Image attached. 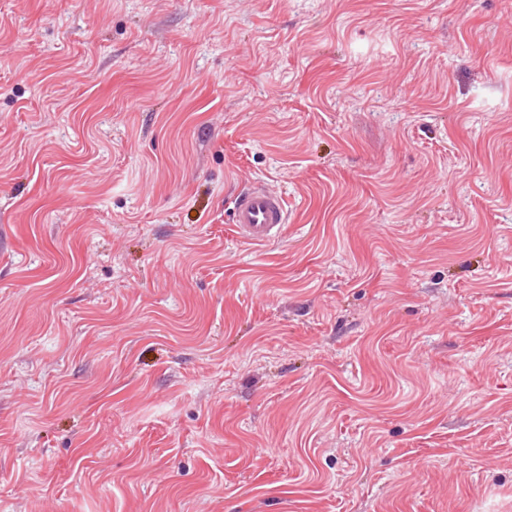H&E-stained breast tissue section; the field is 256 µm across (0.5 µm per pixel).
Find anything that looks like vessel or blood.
<instances>
[{"label":"vessel or blood","instance_id":"vessel-or-blood-1","mask_svg":"<svg viewBox=\"0 0 512 512\" xmlns=\"http://www.w3.org/2000/svg\"><path fill=\"white\" fill-rule=\"evenodd\" d=\"M287 221L283 196L256 184L237 197L232 211V232L242 241L268 244L280 237Z\"/></svg>","mask_w":512,"mask_h":512}]
</instances>
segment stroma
Listing matches in <instances>:
<instances>
[{"label":"stroma","instance_id":"obj_1","mask_svg":"<svg viewBox=\"0 0 512 512\" xmlns=\"http://www.w3.org/2000/svg\"><path fill=\"white\" fill-rule=\"evenodd\" d=\"M0 512H512V0H0ZM288 221L283 196L256 184L240 194L232 211V232L242 241L268 244L277 240Z\"/></svg>","mask_w":512,"mask_h":512}]
</instances>
